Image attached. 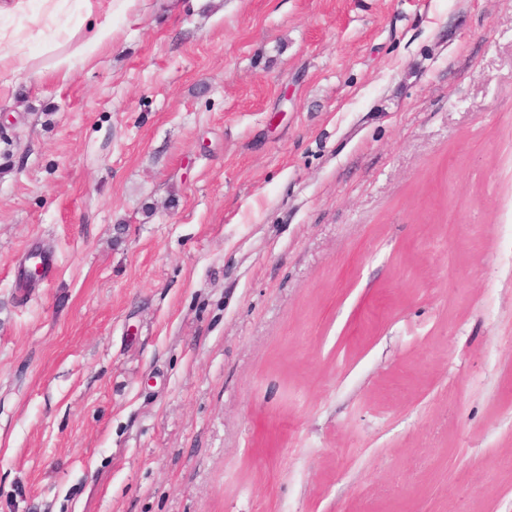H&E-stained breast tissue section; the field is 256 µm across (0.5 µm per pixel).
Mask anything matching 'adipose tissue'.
<instances>
[{"mask_svg": "<svg viewBox=\"0 0 512 512\" xmlns=\"http://www.w3.org/2000/svg\"><path fill=\"white\" fill-rule=\"evenodd\" d=\"M64 0H0V44H8V51H0V76H10L18 80L30 78L27 68L29 41L16 30L4 26L3 21L28 9H37L53 26L41 42V48L51 51L58 47L60 40L72 39V30L56 26L54 19L63 7ZM85 14L95 16L96 23L91 34L84 39L78 50L89 54L98 47L110 43L114 37V20L130 13L138 0H81Z\"/></svg>", "mask_w": 512, "mask_h": 512, "instance_id": "adipose-tissue-1", "label": "adipose tissue"}]
</instances>
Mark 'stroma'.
<instances>
[{"label":"stroma","mask_w":512,"mask_h":512,"mask_svg":"<svg viewBox=\"0 0 512 512\" xmlns=\"http://www.w3.org/2000/svg\"><path fill=\"white\" fill-rule=\"evenodd\" d=\"M115 25L0 79V512H512V0Z\"/></svg>","instance_id":"obj_1"}]
</instances>
